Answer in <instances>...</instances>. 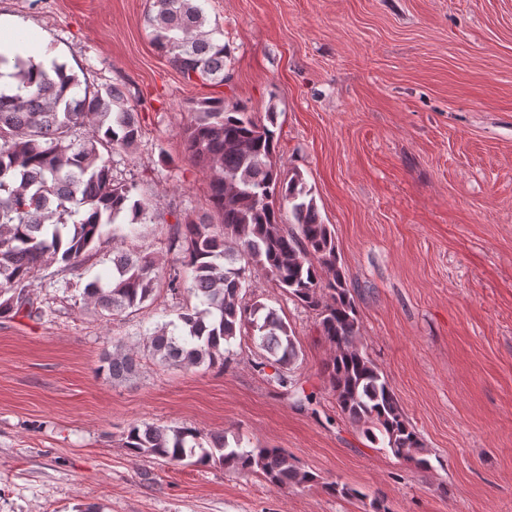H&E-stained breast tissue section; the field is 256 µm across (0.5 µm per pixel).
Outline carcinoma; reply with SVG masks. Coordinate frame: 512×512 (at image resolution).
<instances>
[{
	"label": "carcinoma",
	"instance_id": "obj_1",
	"mask_svg": "<svg viewBox=\"0 0 512 512\" xmlns=\"http://www.w3.org/2000/svg\"><path fill=\"white\" fill-rule=\"evenodd\" d=\"M148 16L152 41L188 80L224 83L228 48L220 32L205 28L202 0H154ZM13 83L0 86V318L22 314L41 320L47 310L34 288L69 290L68 280L45 282L48 261L62 270L85 269L103 248L112 249V273L83 288L85 304L102 317L139 310L155 291L156 260L119 248L152 224V205L137 184L117 177L104 152L130 151L140 141L138 112L123 88H89L66 64L50 67L14 56ZM183 132L184 159L210 173L209 203L217 221L177 219L171 246L181 266L170 269L168 287H187L197 304L146 334L143 340L163 364L224 368L231 342L245 332L272 357L273 379L285 388L284 369L299 357L295 336L276 311L244 303L260 271L290 299L317 312L319 331L334 348L322 372L341 413L365 425L370 441L417 469L430 466L427 450L385 376L360 347V315L342 273L335 238L317 208L312 187L295 170L277 164L276 115L258 117L237 103L201 99L190 108ZM294 225L288 230L285 223ZM132 348L117 344L100 370L112 380L135 371ZM122 447L133 457L198 468L222 467L257 474L279 489L300 487L315 476L280 448H244L224 431L202 434L188 426L132 424Z\"/></svg>",
	"mask_w": 512,
	"mask_h": 512
}]
</instances>
